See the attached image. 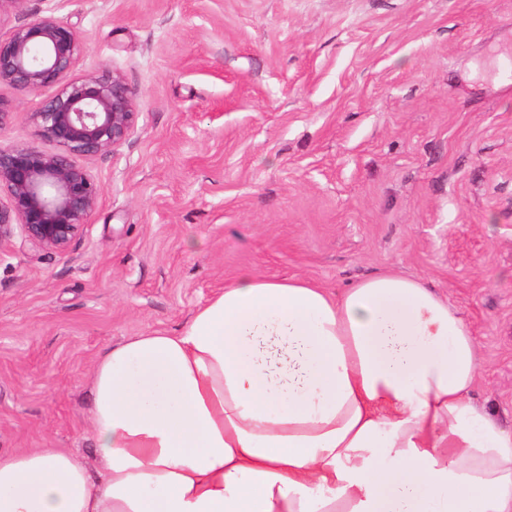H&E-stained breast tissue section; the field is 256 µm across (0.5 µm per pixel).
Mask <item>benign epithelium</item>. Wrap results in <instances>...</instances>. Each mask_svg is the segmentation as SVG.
I'll return each instance as SVG.
<instances>
[{"mask_svg": "<svg viewBox=\"0 0 512 512\" xmlns=\"http://www.w3.org/2000/svg\"><path fill=\"white\" fill-rule=\"evenodd\" d=\"M86 52L80 33L44 15L0 36V85L28 94L54 89L35 113L39 136L57 150L0 144V250L16 234L65 252L99 207L101 188L78 159L116 152L134 134L136 95L118 75L74 76Z\"/></svg>", "mask_w": 512, "mask_h": 512, "instance_id": "obj_1", "label": "benign epithelium"}]
</instances>
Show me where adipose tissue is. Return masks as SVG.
<instances>
[{"label": "adipose tissue", "mask_w": 512, "mask_h": 512, "mask_svg": "<svg viewBox=\"0 0 512 512\" xmlns=\"http://www.w3.org/2000/svg\"><path fill=\"white\" fill-rule=\"evenodd\" d=\"M422 280L240 274L175 334L107 347L94 455L0 453V512H512V427Z\"/></svg>", "instance_id": "obj_1"}]
</instances>
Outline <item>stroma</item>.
<instances>
[{"label": "stroma", "mask_w": 512, "mask_h": 512, "mask_svg": "<svg viewBox=\"0 0 512 512\" xmlns=\"http://www.w3.org/2000/svg\"><path fill=\"white\" fill-rule=\"evenodd\" d=\"M49 14L139 116L89 161L101 203L66 252L0 250L1 453L92 455L97 355L177 332L244 272L424 279L512 426V0H24L0 31ZM0 98V143L52 150L42 96Z\"/></svg>", "instance_id": "obj_1"}]
</instances>
